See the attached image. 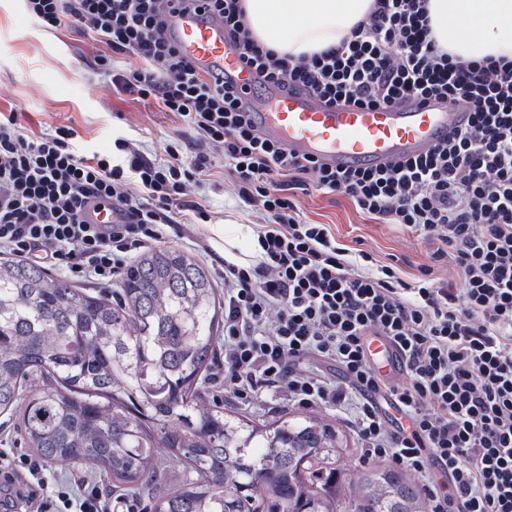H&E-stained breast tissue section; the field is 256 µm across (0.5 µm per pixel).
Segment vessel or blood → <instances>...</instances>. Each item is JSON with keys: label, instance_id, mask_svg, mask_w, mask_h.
<instances>
[{"label": "vessel or blood", "instance_id": "vessel-or-blood-1", "mask_svg": "<svg viewBox=\"0 0 512 512\" xmlns=\"http://www.w3.org/2000/svg\"><path fill=\"white\" fill-rule=\"evenodd\" d=\"M165 33L198 73L223 74L244 87L262 132L298 156L313 155L341 167L379 166L418 155L466 125L465 113L450 111L437 100L376 109L327 106L307 91L284 84L269 85L262 97H255V70L240 62L224 33L223 20L199 2L170 0ZM366 344L370 363L385 380L396 382L404 369L396 345L377 335L368 336Z\"/></svg>", "mask_w": 512, "mask_h": 512}]
</instances>
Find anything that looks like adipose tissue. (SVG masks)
I'll use <instances>...</instances> for the list:
<instances>
[{
    "label": "adipose tissue",
    "mask_w": 512,
    "mask_h": 512,
    "mask_svg": "<svg viewBox=\"0 0 512 512\" xmlns=\"http://www.w3.org/2000/svg\"><path fill=\"white\" fill-rule=\"evenodd\" d=\"M372 0H245L259 41L293 56L336 45L368 13ZM438 43L463 60L512 58V0H429ZM214 246L225 259L250 266L261 247L251 227L214 225Z\"/></svg>",
    "instance_id": "ef3b65f1"
}]
</instances>
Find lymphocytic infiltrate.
Segmentation results:
<instances>
[{
    "label": "lymphocytic infiltrate",
    "instance_id": "lymphocytic-infiltrate-1",
    "mask_svg": "<svg viewBox=\"0 0 512 512\" xmlns=\"http://www.w3.org/2000/svg\"><path fill=\"white\" fill-rule=\"evenodd\" d=\"M23 2L45 30L77 26L134 57L113 87L153 98L189 133L160 158L122 137L111 153L82 155L73 128L37 136L18 113L1 112L0 247L111 286L137 251L163 243L167 227L206 223L205 205L185 187L206 181L222 155L238 198L260 218L263 254L253 269L228 263L219 272L224 338L213 386L246 402L279 393L344 413L364 458H391L421 478L428 512H512V59L444 51L428 0H373L348 37L299 57L254 38L243 0H204L267 82L359 108L442 98L469 115L467 127L418 156L336 170L259 136L239 90L197 74L162 33L169 0ZM312 189L431 241L447 277L427 267L406 282L397 262L307 223L296 193ZM92 199L111 202L117 222L84 221ZM370 334L395 342L402 381L386 383L369 364ZM385 401L401 419L389 420ZM19 482L20 512H113L96 483L58 481L38 460L0 448V485Z\"/></svg>",
    "mask_w": 512,
    "mask_h": 512
}]
</instances>
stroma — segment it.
I'll use <instances>...</instances> for the list:
<instances>
[{
    "label": "stroma",
    "instance_id": "obj_1",
    "mask_svg": "<svg viewBox=\"0 0 512 512\" xmlns=\"http://www.w3.org/2000/svg\"><path fill=\"white\" fill-rule=\"evenodd\" d=\"M108 56L120 69L132 61L128 55H113L105 43L73 27L45 31L27 15L22 0H0V112L21 113L23 124L37 134L72 127L78 134L77 147L87 155L109 151L117 133L152 152L185 133L183 120L162 111L153 99L113 89L110 76L98 68L100 58ZM214 163L209 181L189 184L190 197L205 198L209 224H256V215L247 211L224 179L222 157H215ZM299 205L307 221L330 225L348 248L372 250L382 261L402 258L401 276L406 281H415L421 268L432 263L431 244L401 226L369 219L348 197L311 191L300 195ZM205 399L223 403L226 415L259 425L305 413L277 396L243 403L209 387Z\"/></svg>",
    "mask_w": 512,
    "mask_h": 512
}]
</instances>
